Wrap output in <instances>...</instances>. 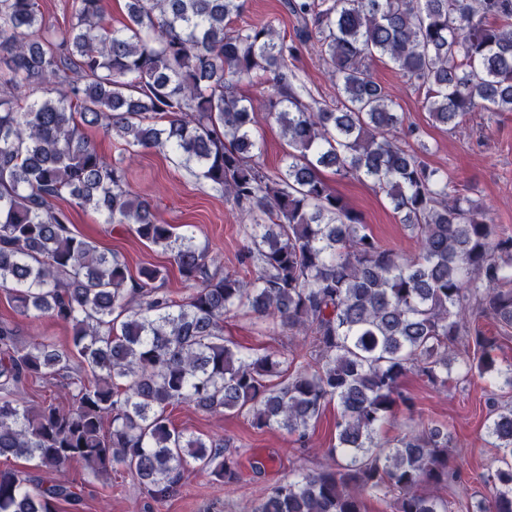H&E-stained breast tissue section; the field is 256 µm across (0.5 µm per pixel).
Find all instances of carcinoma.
<instances>
[{
  "instance_id": "obj_1",
  "label": "carcinoma",
  "mask_w": 512,
  "mask_h": 512,
  "mask_svg": "<svg viewBox=\"0 0 512 512\" xmlns=\"http://www.w3.org/2000/svg\"><path fill=\"white\" fill-rule=\"evenodd\" d=\"M103 0H74L67 26L47 24L37 0H0V288L14 312L72 329L71 346L19 341L0 320V457L39 470L79 461L88 475L130 471L163 507L198 469L240 481L226 440L171 426L168 407L242 416L296 437L338 408L329 463L295 469L249 512H448V430L411 425L396 442L380 427L412 406L401 379L432 384L473 374L512 391V364L491 356L478 321L512 329V234L400 143L404 116L374 79L384 58L424 91L436 123L457 128L476 110L512 112V0H285L294 39L274 21L234 27L245 0H127L126 22L102 24ZM313 45L335 81L336 103L315 99L298 74ZM260 88L259 105L242 86ZM280 126L289 151L260 162L256 112ZM121 150L156 149L246 215L241 276L158 221L134 195L128 169L108 162L85 129ZM364 179L385 195L418 242L412 254L379 243L325 172ZM91 208L173 255L190 293L175 300L166 273L138 278L76 235L71 212ZM245 311L300 338L289 352L243 348L224 319ZM476 361L454 364L460 345ZM78 355L84 373L70 374ZM63 379L71 404L27 402L32 380ZM486 436L503 467L486 478L477 512H512V403L495 399ZM80 493L0 469V512H56Z\"/></svg>"
}]
</instances>
